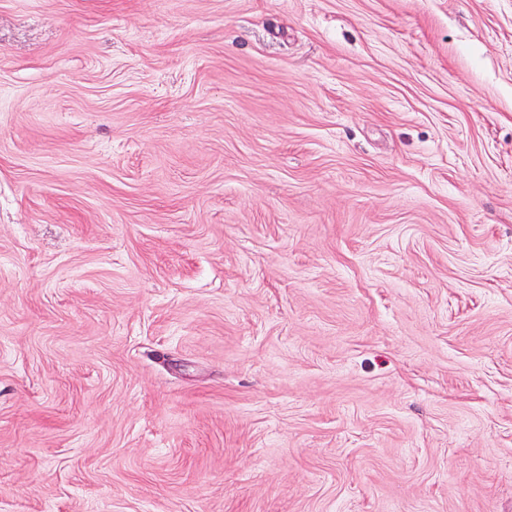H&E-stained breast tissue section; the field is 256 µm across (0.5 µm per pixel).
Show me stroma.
I'll use <instances>...</instances> for the list:
<instances>
[{"mask_svg": "<svg viewBox=\"0 0 512 512\" xmlns=\"http://www.w3.org/2000/svg\"><path fill=\"white\" fill-rule=\"evenodd\" d=\"M0 512H512V0H0Z\"/></svg>", "mask_w": 512, "mask_h": 512, "instance_id": "1", "label": "stroma"}]
</instances>
